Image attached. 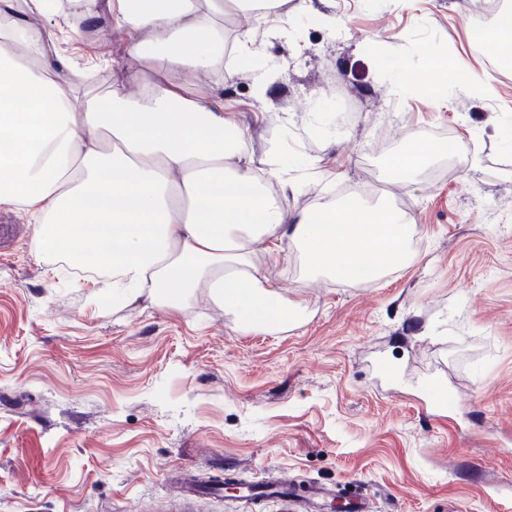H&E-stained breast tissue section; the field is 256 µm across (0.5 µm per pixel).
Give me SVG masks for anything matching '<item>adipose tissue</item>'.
<instances>
[{
  "instance_id": "ef3b65f1",
  "label": "adipose tissue",
  "mask_w": 512,
  "mask_h": 512,
  "mask_svg": "<svg viewBox=\"0 0 512 512\" xmlns=\"http://www.w3.org/2000/svg\"><path fill=\"white\" fill-rule=\"evenodd\" d=\"M288 0H101L74 38L114 20L143 68L223 72L228 10L279 12ZM63 0H0V205L34 223L31 249L108 266L122 300L210 295L251 326L279 327L292 311L268 289L254 246L291 245L307 269L368 284L408 257L413 227L395 208L350 198L297 215L285 170L263 184L245 132L222 94L184 93L156 79L138 92L120 66L112 90L74 108L58 82L72 73L49 21Z\"/></svg>"
}]
</instances>
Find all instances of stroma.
Returning <instances> with one entry per match:
<instances>
[{
  "label": "stroma",
  "mask_w": 512,
  "mask_h": 512,
  "mask_svg": "<svg viewBox=\"0 0 512 512\" xmlns=\"http://www.w3.org/2000/svg\"><path fill=\"white\" fill-rule=\"evenodd\" d=\"M300 2L225 15L224 73L202 85L257 167L299 183L288 214L389 203L417 248L368 285L258 252L300 311L245 327L195 293L113 302L109 272L36 257L0 205V512H180L212 476L318 484L368 512H512V69L473 45L489 0ZM73 20L51 24L86 91L110 90L113 61L138 69L115 25L74 42ZM419 132L445 150L400 180ZM189 512L287 506L202 492Z\"/></svg>",
  "instance_id": "1"
}]
</instances>
